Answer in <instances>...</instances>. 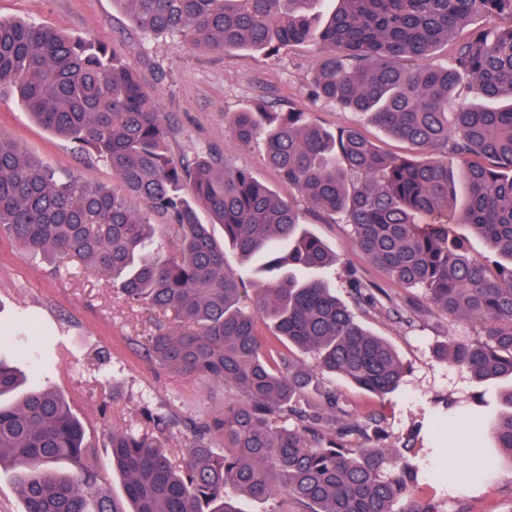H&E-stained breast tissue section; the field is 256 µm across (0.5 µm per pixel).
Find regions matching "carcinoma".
Returning a JSON list of instances; mask_svg holds the SVG:
<instances>
[{
  "mask_svg": "<svg viewBox=\"0 0 512 512\" xmlns=\"http://www.w3.org/2000/svg\"><path fill=\"white\" fill-rule=\"evenodd\" d=\"M115 2L143 33L215 52L319 45L315 96L367 115L420 155L388 154L355 127L331 132L303 112L262 105L227 123L242 143L262 144L312 206L351 226V250L392 281L422 289L434 310L479 326L482 339L453 343L444 357L480 381L512 378V103L495 105L512 99V0ZM481 15L507 25L455 42ZM448 44L451 63H432ZM404 58L421 65L405 69ZM5 92L44 128L107 162L118 186L58 178L0 133V233L34 257L82 261L132 305L173 313L174 325L155 324L147 355L236 391L224 413L197 427L179 461L166 450L172 422L148 409L151 428L112 433L130 512H242L230 489L259 500L280 495V512H437L411 498L419 479L453 488L487 476L495 460L478 450L442 471L419 457L410 436L398 451L387 444L380 415L350 416L317 373L383 399L409 367L314 276L336 254L292 201L244 168L168 155L157 97L119 54L94 39L0 20ZM456 157L469 159L461 182L450 172ZM211 223L268 274L259 287L244 288L226 269ZM451 224L486 241L484 259L468 255ZM352 289L356 308L395 311L376 284L355 278ZM258 318L272 338L258 332ZM293 348L312 355L316 369L295 360ZM21 383L0 362V396ZM505 402L510 411L490 424L469 414L462 421L512 458V389ZM5 465L18 472L24 512H117L87 461L82 422L52 390L33 384L17 405H0Z\"/></svg>",
  "mask_w": 512,
  "mask_h": 512,
  "instance_id": "cac0c4a2",
  "label": "carcinoma"
}]
</instances>
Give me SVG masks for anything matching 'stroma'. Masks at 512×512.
<instances>
[{"mask_svg": "<svg viewBox=\"0 0 512 512\" xmlns=\"http://www.w3.org/2000/svg\"><path fill=\"white\" fill-rule=\"evenodd\" d=\"M0 18L37 22L114 48L158 97L171 130L174 159L210 154L249 170L293 201L308 230L339 254L336 265L322 273L339 298H351V268L391 296L399 314L372 313L362 321L387 339L408 365L404 389L379 400L337 382L353 416L382 413L393 445L414 432L424 416L432 415L436 402L445 399L486 419L498 417L501 394L512 388V380L476 382L435 354L438 346L479 339V328L439 314L425 304L420 290L388 281L366 258L350 253V226L312 207L267 163L260 144L241 143L226 123L232 113L262 104L275 112L307 113L332 131L357 125L382 150L414 154L412 145L365 123L351 109L312 95L321 58L316 45L293 44L274 54L195 48L169 36L141 35L114 0H0ZM0 132L57 175H75L106 187L116 184L111 166L74 150L7 94L0 96ZM156 319V312L128 304L106 276L55 272L47 261L27 255L13 238L0 235V361L65 397L84 425L88 458L110 489L116 512H128L130 503L124 479L112 467V450L105 445L108 433L139 421L143 409H150L174 422L169 446L179 457L193 439L191 423L222 414L230 394L222 382L176 375L148 359L144 343ZM414 496L433 501L439 512H512V462L498 458L483 483L449 493L436 484H423Z\"/></svg>", "mask_w": 512, "mask_h": 512, "instance_id": "obj_1", "label": "stroma"}]
</instances>
